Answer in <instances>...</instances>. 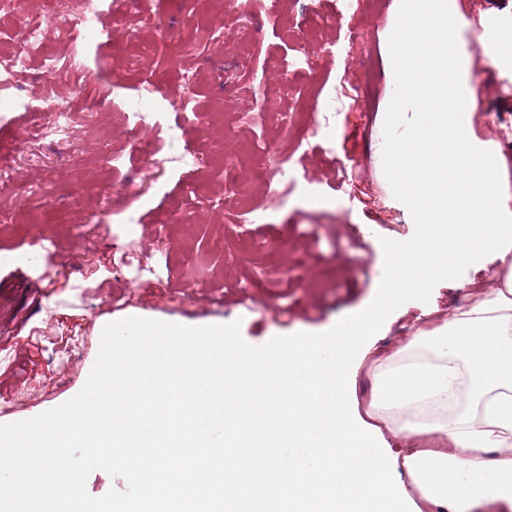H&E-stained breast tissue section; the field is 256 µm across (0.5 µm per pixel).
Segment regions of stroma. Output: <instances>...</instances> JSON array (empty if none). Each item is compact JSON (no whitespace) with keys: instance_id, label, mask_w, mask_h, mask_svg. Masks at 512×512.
<instances>
[{"instance_id":"stroma-1","label":"stroma","mask_w":512,"mask_h":512,"mask_svg":"<svg viewBox=\"0 0 512 512\" xmlns=\"http://www.w3.org/2000/svg\"><path fill=\"white\" fill-rule=\"evenodd\" d=\"M400 0H248L245 10L199 0H102L112 35L74 43L51 31L45 51L80 54V83L102 112L75 124L67 141L32 137L44 102L40 55L0 82L18 99L0 118V368L22 358L24 336H75L47 345L39 376L0 387V424L58 407L84 387L111 322L140 317L185 326L240 321L254 346L273 337L328 330L364 310L384 272L382 239L406 241L415 224L383 171V124L395 90L388 41ZM475 97L470 131L512 162V71L487 73L473 45L476 18L501 19L491 43L512 44V0H449ZM374 61L369 100L341 94L348 74ZM193 115H185L182 99ZM332 114L319 144L298 145L284 114ZM264 112L256 126L249 117ZM153 143L142 155L136 138ZM266 144V155L254 154ZM196 153L185 170L172 148ZM288 193L275 197L274 170ZM237 216L229 224L226 212ZM134 248L157 269L130 281L110 264L114 247ZM486 256L428 301L397 308L371 342L389 348L423 319L447 314L490 281Z\"/></svg>"}]
</instances>
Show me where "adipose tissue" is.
<instances>
[{"label": "adipose tissue", "mask_w": 512, "mask_h": 512, "mask_svg": "<svg viewBox=\"0 0 512 512\" xmlns=\"http://www.w3.org/2000/svg\"><path fill=\"white\" fill-rule=\"evenodd\" d=\"M362 419L398 440L421 512H512V251L473 302L362 361Z\"/></svg>", "instance_id": "obj_1"}]
</instances>
